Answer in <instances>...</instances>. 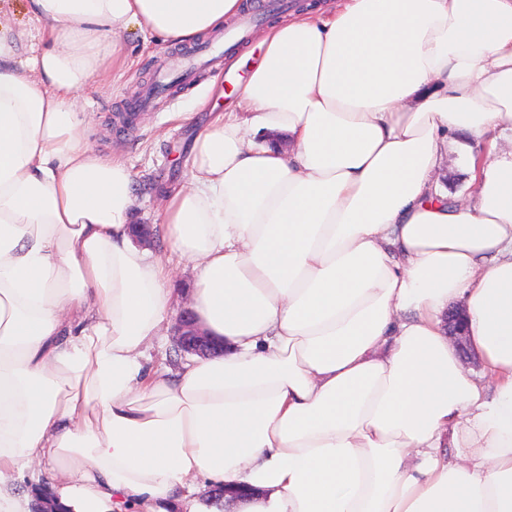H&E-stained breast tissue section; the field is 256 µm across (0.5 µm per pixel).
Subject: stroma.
Listing matches in <instances>:
<instances>
[{"label":"stroma","instance_id":"stroma-1","mask_svg":"<svg viewBox=\"0 0 512 512\" xmlns=\"http://www.w3.org/2000/svg\"><path fill=\"white\" fill-rule=\"evenodd\" d=\"M122 50L126 66L110 74L105 83L81 92L87 114L84 139L95 152L120 155L131 169L136 212L152 225L156 238L153 255L170 258L173 268V297L158 336L144 350L148 366L177 379L187 355L178 352L172 329L183 310L192 308L194 279L190 261L174 256L159 214L168 192L184 186L189 177L187 155L193 138L216 113L234 104L224 91V70L215 68L200 73L193 85L181 88L171 101L152 111L140 113L132 132L116 131L113 117L124 103L137 96L151 73L174 65L183 46L144 44L137 31L125 32ZM174 112L191 113L188 123L170 121ZM489 138L475 139L463 132L449 134L435 174V184L449 200L461 201L473 194V165L485 158Z\"/></svg>","mask_w":512,"mask_h":512}]
</instances>
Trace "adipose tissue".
Returning <instances> with one entry per match:
<instances>
[{
    "instance_id": "adipose-tissue-1",
    "label": "adipose tissue",
    "mask_w": 512,
    "mask_h": 512,
    "mask_svg": "<svg viewBox=\"0 0 512 512\" xmlns=\"http://www.w3.org/2000/svg\"><path fill=\"white\" fill-rule=\"evenodd\" d=\"M242 0H26L0 22V512L55 473L65 512H512V150L472 200L434 185L449 132L512 143V0H339L271 25L194 140L160 222L223 356L150 374L167 262L135 246L132 175L76 95L130 26L189 44ZM284 132L285 150L257 144ZM492 387L441 325L457 298ZM24 0H0L2 13H7L16 32H24L25 37L20 41L22 49L29 50L31 34L36 32L38 23L25 10ZM448 341L454 349L462 371L471 379L479 380L484 383L489 382V377L484 375L483 364L479 356L470 348L466 354L460 353L452 339L448 336ZM39 478L40 484L43 486V488H47L48 483V469L47 466L44 463H38L34 462L30 465V467L24 472L22 476H16L15 480L13 481V486H15L16 491L23 493L27 491L28 489L32 488V485L34 484V481L32 480V477Z\"/></svg>"
}]
</instances>
